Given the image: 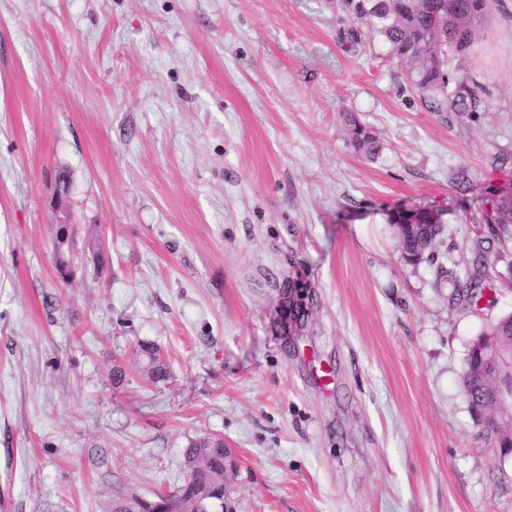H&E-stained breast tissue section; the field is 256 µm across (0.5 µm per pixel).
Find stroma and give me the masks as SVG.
Returning <instances> with one entry per match:
<instances>
[{
    "mask_svg": "<svg viewBox=\"0 0 512 512\" xmlns=\"http://www.w3.org/2000/svg\"><path fill=\"white\" fill-rule=\"evenodd\" d=\"M345 27L328 0H0V512L153 498L207 435L232 512H512L460 383L512 313V223L487 222L512 203V0L448 60L473 113ZM401 210L440 215L436 263L403 260ZM480 255L481 301L451 300L438 267ZM345 114V123L354 149L369 158L377 155L381 146L372 131L360 124L352 113ZM140 356L146 361V375L152 381L165 380L167 368L165 362L159 357V351L153 344L141 343L138 345Z\"/></svg>",
    "mask_w": 512,
    "mask_h": 512,
    "instance_id": "obj_1",
    "label": "stroma"
}]
</instances>
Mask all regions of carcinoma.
I'll return each instance as SVG.
<instances>
[{
    "label": "carcinoma",
    "instance_id": "obj_1",
    "mask_svg": "<svg viewBox=\"0 0 512 512\" xmlns=\"http://www.w3.org/2000/svg\"><path fill=\"white\" fill-rule=\"evenodd\" d=\"M349 23L348 35L358 41L364 33L380 39L386 56L401 67L407 81L430 99L438 109L450 112H474L478 85L468 77L444 78L439 69L443 50L458 56L467 54L477 36V25L487 14L489 0H336ZM350 142L354 149L367 156L381 149L371 130L360 124L355 115H345ZM438 233L424 226L415 234L399 236L402 258L412 264L435 260L433 246ZM442 277L450 278L456 296L472 300L488 280L487 267L476 260L474 272L462 281L439 267ZM140 356L146 361V375L152 381L167 377L165 362L153 344H139ZM185 461L192 464L195 477L208 481L224 473V440L206 436L193 441L185 450ZM171 494L191 502L195 512H224V486L217 485L215 494L196 500L195 488L181 484Z\"/></svg>",
    "mask_w": 512,
    "mask_h": 512
}]
</instances>
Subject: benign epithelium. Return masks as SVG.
I'll use <instances>...</instances> for the list:
<instances>
[{"instance_id":"1","label":"benign epithelium","mask_w":512,"mask_h":512,"mask_svg":"<svg viewBox=\"0 0 512 512\" xmlns=\"http://www.w3.org/2000/svg\"><path fill=\"white\" fill-rule=\"evenodd\" d=\"M465 373L475 389L467 396L475 421L494 437L501 451L512 453V343L498 336H479L470 346Z\"/></svg>"}]
</instances>
